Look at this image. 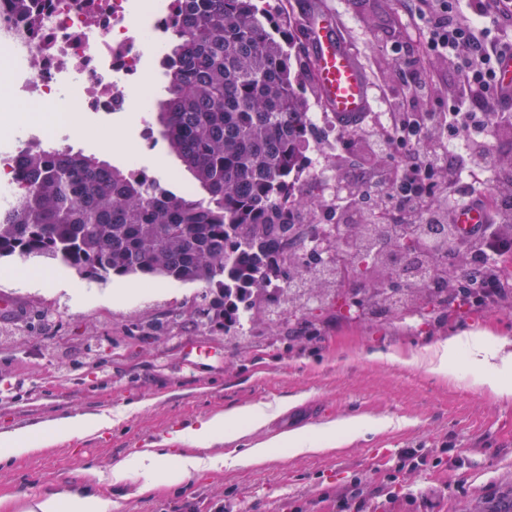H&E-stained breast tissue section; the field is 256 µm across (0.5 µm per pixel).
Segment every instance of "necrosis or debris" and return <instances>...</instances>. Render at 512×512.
<instances>
[{
	"mask_svg": "<svg viewBox=\"0 0 512 512\" xmlns=\"http://www.w3.org/2000/svg\"><path fill=\"white\" fill-rule=\"evenodd\" d=\"M176 0H30L19 11L0 0V114L10 121L11 148L0 153V206H11L19 185L22 150L53 143V130L32 132L28 110L60 115L78 105L90 123L148 105L147 70L152 50L172 32ZM309 120L326 137L311 145L309 175L329 185L326 155L345 136L330 112Z\"/></svg>",
	"mask_w": 512,
	"mask_h": 512,
	"instance_id": "4bbe7bcc",
	"label": "necrosis or debris"
}]
</instances>
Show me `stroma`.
I'll list each match as a JSON object with an SVG mask.
<instances>
[{"label": "stroma", "mask_w": 512, "mask_h": 512, "mask_svg": "<svg viewBox=\"0 0 512 512\" xmlns=\"http://www.w3.org/2000/svg\"><path fill=\"white\" fill-rule=\"evenodd\" d=\"M363 65L371 109L384 127L388 98L404 86L390 65L394 51L417 58L424 36L403 0H322ZM116 142H134L139 164L172 190L191 176L169 154L156 112L122 114ZM27 277L16 276V269ZM200 286L130 278L90 282L37 258L0 260V430L83 414L112 426L78 442H57L0 468V498L24 512L37 495L77 485L99 472L117 512H336L353 478L389 485L383 512H512V399L471 387L467 357L460 376L432 374L427 361L448 338L490 331L512 353V296L462 312L352 311L347 289L328 284L279 295L254 293L243 328L224 330L199 313ZM260 404L268 422L237 442L234 456L278 435L359 417L385 420L335 450H285L260 466L225 465L149 495L138 481L116 479L128 454L170 430L236 407ZM418 448L428 465L394 475L397 455ZM440 466H433V459Z\"/></svg>", "instance_id": "35a3bbf8"}]
</instances>
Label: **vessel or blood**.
Returning <instances> with one entry per match:
<instances>
[{"mask_svg": "<svg viewBox=\"0 0 512 512\" xmlns=\"http://www.w3.org/2000/svg\"><path fill=\"white\" fill-rule=\"evenodd\" d=\"M306 28L314 79L324 104L337 120L357 124L371 107L369 83L362 67L331 13L310 12Z\"/></svg>", "mask_w": 512, "mask_h": 512, "instance_id": "obj_1", "label": "vessel or blood"}]
</instances>
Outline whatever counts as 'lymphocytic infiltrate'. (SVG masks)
<instances>
[{
	"label": "lymphocytic infiltrate",
	"instance_id": "1",
	"mask_svg": "<svg viewBox=\"0 0 512 512\" xmlns=\"http://www.w3.org/2000/svg\"><path fill=\"white\" fill-rule=\"evenodd\" d=\"M458 0H409V10L423 27L424 64L406 81V95L393 101L392 136L369 137L365 148L380 157L378 172L356 187L369 209L331 207L340 224H387L393 238L417 233L423 224H454L456 209L446 195L474 200L457 180L461 170L489 176L481 198L492 213L489 223L471 234L448 236V250L464 254L484 268L488 258L512 253V177L500 174L499 141L512 139V105L498 86L497 57L507 42L491 40L493 28L512 25V0H473L471 14L460 13ZM449 68L461 80L448 98L447 111L436 110L439 70ZM466 141V151L450 155L448 142Z\"/></svg>",
	"mask_w": 512,
	"mask_h": 512
}]
</instances>
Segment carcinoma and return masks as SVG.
<instances>
[{
  "label": "carcinoma",
  "mask_w": 512,
  "mask_h": 512,
  "mask_svg": "<svg viewBox=\"0 0 512 512\" xmlns=\"http://www.w3.org/2000/svg\"><path fill=\"white\" fill-rule=\"evenodd\" d=\"M178 2L158 117L204 195L178 194L81 151L28 148L18 159L20 197L0 214V259L39 258L96 282L197 283L209 299L204 312L230 328L242 324L253 293L319 265L283 258L294 208L307 205L297 182L311 134L305 68L290 20L269 0ZM389 234L386 224H366L357 240L359 270L347 288L358 307L375 299L361 277ZM482 289L467 277L418 295L450 312L462 297L482 299Z\"/></svg>",
  "instance_id": "cac0c4a2"
}]
</instances>
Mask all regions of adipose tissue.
I'll list each match as a JSON object with an SVG mask.
<instances>
[{
  "label": "adipose tissue",
  "instance_id": "ef3b65f1",
  "mask_svg": "<svg viewBox=\"0 0 512 512\" xmlns=\"http://www.w3.org/2000/svg\"><path fill=\"white\" fill-rule=\"evenodd\" d=\"M501 344L496 337L476 334L469 341L451 338L443 344L436 375L458 377L460 353H467L471 365L469 383L491 391L497 397L512 396V358L500 356ZM268 413L260 405H248L198 420L196 424L177 428L161 442L150 444L125 457L115 468L118 476L141 477L140 492H150L157 483L175 486L204 469H215L224 463L223 457L203 459L202 451L221 443H232L264 425ZM104 415L80 414L64 420H54L27 429L0 431V461L4 462L41 450L55 442L81 440L101 434L111 428ZM380 420L355 422L331 421L302 430L259 441L240 454L243 463H260L272 458L276 449L289 453H315L336 447L341 439L360 430L383 428ZM96 473L88 471L85 483L75 488L52 491L34 497L26 512H115L117 505L111 495L95 487Z\"/></svg>",
  "mask_w": 512,
  "mask_h": 512
}]
</instances>
